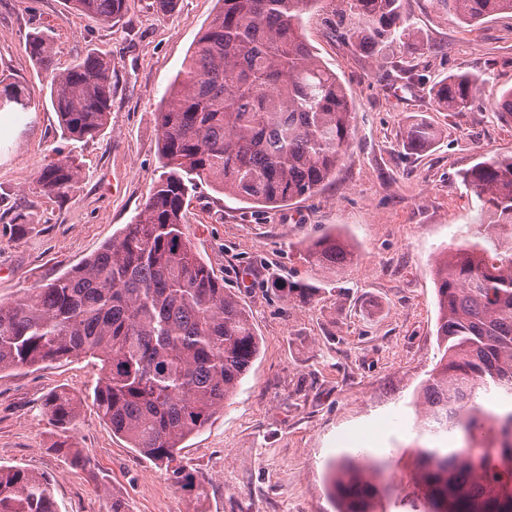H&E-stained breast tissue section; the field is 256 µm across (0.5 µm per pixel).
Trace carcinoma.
Here are the masks:
<instances>
[{"mask_svg":"<svg viewBox=\"0 0 512 512\" xmlns=\"http://www.w3.org/2000/svg\"><path fill=\"white\" fill-rule=\"evenodd\" d=\"M99 22L115 24L129 0H71ZM221 10L196 42L157 113L163 172L120 235L96 253L9 302H0V373L79 357L101 375L92 404L112 433L169 470L182 489L197 488L181 445L239 388L260 350L252 317L224 280L193 250L186 207L197 182L260 207L310 196L336 174L353 147L356 104L338 75L320 63L303 30L320 0H219ZM348 41L373 56L424 43L403 0H345ZM467 26L512 14V0H430ZM26 51L46 74L62 135L92 138L112 106V56L93 51L59 70L52 30L28 35ZM480 79L458 70L433 84L437 107H471ZM22 110L26 87L0 80V95ZM437 133L425 122L405 131L412 152ZM74 158L37 171L41 191L65 199L81 179ZM462 181L491 217L483 241L441 251L435 269L444 351L422 391L418 436L455 432L461 448L415 452L410 512H512V156L476 163ZM324 268L351 262L343 238L326 233L309 250ZM85 398L51 392L45 411L58 430L54 449L88 470L91 459L68 432ZM384 463L359 450L330 467L336 512H378L390 488ZM0 512H58L52 481L0 465Z\"/></svg>","mask_w":512,"mask_h":512,"instance_id":"obj_1","label":"carcinoma"}]
</instances>
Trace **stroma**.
<instances>
[{
	"label": "stroma",
	"instance_id": "35a3bbf8",
	"mask_svg": "<svg viewBox=\"0 0 512 512\" xmlns=\"http://www.w3.org/2000/svg\"><path fill=\"white\" fill-rule=\"evenodd\" d=\"M130 0L116 25L74 10L70 0H0V80L18 81L38 104L0 112V301L55 278L118 235L162 172L160 101L219 0H179L170 13ZM429 53L418 77L397 74L401 54L376 60L344 41L334 20L342 0H322L305 34L321 63L336 72L357 104L353 150L335 181L264 213L200 184L187 211V235L253 316L261 352L235 395L184 442L201 496L178 489L84 403L70 440L92 471L55 451L56 429L43 403L63 388L86 396L100 375L94 360H64L0 373V464L48 476L58 512H336L329 463L355 448L386 461L393 494L388 512L411 497L416 400L440 358L434 264L450 245L491 233L488 213L460 175L481 158L512 155V122L494 104L512 88V15L464 27L404 0ZM54 31L56 65L90 50L111 54L112 109L92 138H63L44 73L26 53L28 33ZM482 79L464 112L438 110L430 89L448 73ZM437 138L425 151L402 148L416 120ZM75 156L77 187L65 200L35 182L48 159ZM25 226L11 224L14 212ZM347 237L355 260L334 270L307 256L325 231ZM302 285L306 294L281 290Z\"/></svg>",
	"mask_w": 512,
	"mask_h": 512
}]
</instances>
